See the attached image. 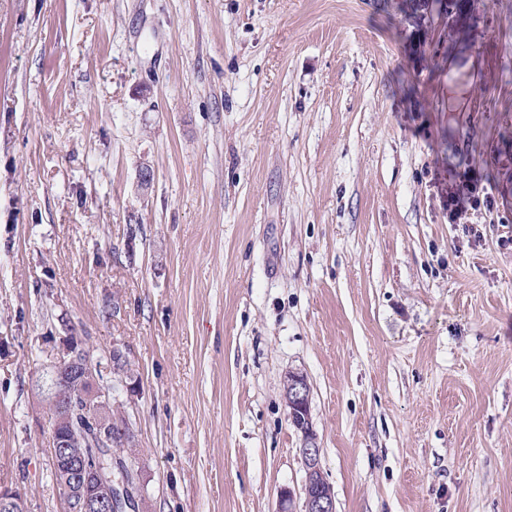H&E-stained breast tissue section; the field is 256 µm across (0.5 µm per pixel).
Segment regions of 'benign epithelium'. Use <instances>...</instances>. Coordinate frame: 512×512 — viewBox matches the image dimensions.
<instances>
[{"mask_svg": "<svg viewBox=\"0 0 512 512\" xmlns=\"http://www.w3.org/2000/svg\"><path fill=\"white\" fill-rule=\"evenodd\" d=\"M126 362V352L115 344L112 346V360L103 365L92 358L84 341L78 339L73 343L67 341L58 348L49 368L56 377L78 373L81 377L94 381L104 373H112V366L115 364ZM285 382L284 398L289 417L302 434L300 451L305 469L304 512H336L334 494L327 488L320 466L321 448L310 416V384L307 377L300 372L288 373ZM85 401L88 402L85 413L94 434L102 446H112L110 423L101 415L102 408L109 401V389L98 388ZM49 407L51 455L56 460L67 462L70 481V485L66 486L67 497L77 500L80 506L92 512H142L145 498L141 474L138 471L123 464L112 471L98 469L95 472V485L88 486L87 461L72 448L74 442L84 440L85 436L84 428L71 426L73 392L65 387L55 391ZM62 425L68 427L69 431L59 434L57 430ZM0 509L4 512H25L21 496L9 490L0 491Z\"/></svg>", "mask_w": 512, "mask_h": 512, "instance_id": "benign-epithelium-1", "label": "benign epithelium"}]
</instances>
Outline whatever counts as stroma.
Instances as JSON below:
<instances>
[{
    "label": "stroma",
    "instance_id": "stroma-1",
    "mask_svg": "<svg viewBox=\"0 0 512 512\" xmlns=\"http://www.w3.org/2000/svg\"><path fill=\"white\" fill-rule=\"evenodd\" d=\"M463 5L0 0V490L67 512L78 336L145 512H300L291 371L336 512H512V0ZM482 189L479 185L470 180L462 181L455 189L448 191V220L449 223H456L461 219L462 212L458 208L460 197H467L475 205H480V193ZM86 344V342H85ZM83 340H76L74 343L66 341L62 347L58 348L56 357L50 362L49 368L51 374L48 383V399L53 393L55 386L54 377L66 375L81 374V378H86L89 381H96L98 375L109 373L113 375H121L129 373V367H117L118 371L114 372L112 366L116 363L128 362L126 352L118 345L112 346V360L109 359V364L103 365L97 360H94L86 348ZM87 345V344H86ZM73 392L65 387L61 390H56L53 393V398L50 401V411L48 413L49 422L51 424V439L52 448L51 455L55 460H64L68 465V475L70 485L64 484L70 499L79 502V505L85 509H90L98 512H140L143 511L145 498L143 495L142 478L139 471H133L126 468L124 464L116 465L115 470H95L96 482L91 488L92 484L89 482L88 486V472L89 467L82 454H87L92 457L93 449L95 446L90 441L86 443L82 453H77V448H71L74 441L84 440V428H74L71 426V418L73 413ZM61 425L68 426L69 432L58 434L57 430ZM61 427L65 430L66 427ZM49 457V466L54 476L56 484L61 487L64 481L65 469L62 463L53 462V457Z\"/></svg>",
    "mask_w": 512,
    "mask_h": 512
}]
</instances>
